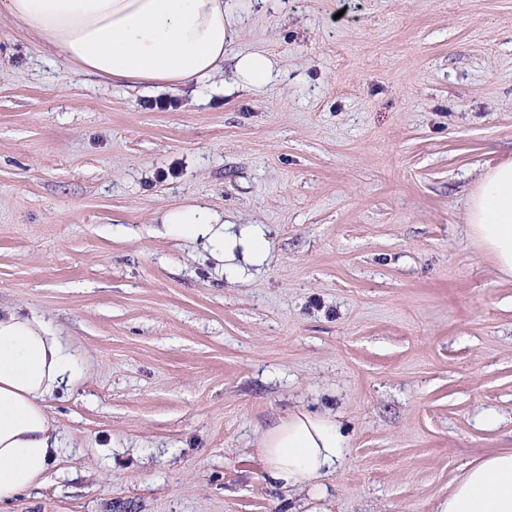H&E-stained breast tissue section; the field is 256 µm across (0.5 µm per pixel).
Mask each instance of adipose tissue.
Returning a JSON list of instances; mask_svg holds the SVG:
<instances>
[{"mask_svg":"<svg viewBox=\"0 0 512 512\" xmlns=\"http://www.w3.org/2000/svg\"><path fill=\"white\" fill-rule=\"evenodd\" d=\"M244 11L242 0H0L5 15L35 33L54 55L87 74L119 84L154 83L176 90L219 74ZM240 87L272 78L260 52L233 57ZM163 235L215 262L217 276L247 280L270 256L265 224L229 223L204 203L164 210ZM470 237L512 279V161L487 169L473 188ZM79 374L77 361L44 322L0 310V502L36 485L63 446L47 400ZM258 453L265 479L294 491L333 474L346 442L332 416L299 410L267 429ZM437 512H512V452L466 469Z\"/></svg>","mask_w":512,"mask_h":512,"instance_id":"ef3b65f1","label":"adipose tissue"}]
</instances>
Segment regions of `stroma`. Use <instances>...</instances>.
I'll return each mask as SVG.
<instances>
[{
	"mask_svg": "<svg viewBox=\"0 0 512 512\" xmlns=\"http://www.w3.org/2000/svg\"><path fill=\"white\" fill-rule=\"evenodd\" d=\"M243 17L233 49L273 79L236 87L228 63L176 93L0 22V308L83 366L47 400L61 454L0 512H305L256 452L297 410L348 445L322 512H434L512 450V281L467 226L472 187L512 160V0ZM193 200L271 227L261 274L215 279L158 234Z\"/></svg>",
	"mask_w": 512,
	"mask_h": 512,
	"instance_id": "obj_1",
	"label": "stroma"
}]
</instances>
